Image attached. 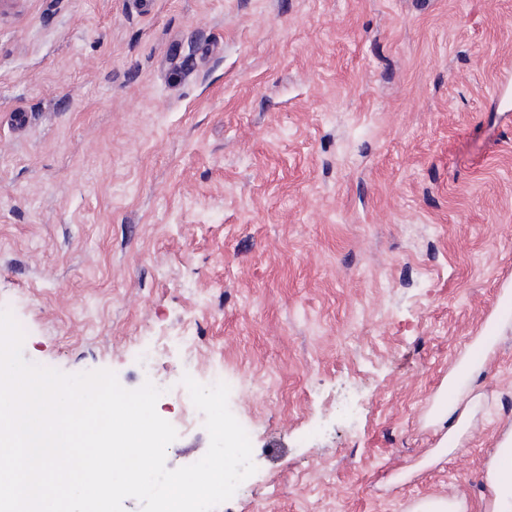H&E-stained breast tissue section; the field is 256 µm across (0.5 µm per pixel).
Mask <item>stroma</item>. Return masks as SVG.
<instances>
[{
    "label": "stroma",
    "instance_id": "stroma-1",
    "mask_svg": "<svg viewBox=\"0 0 512 512\" xmlns=\"http://www.w3.org/2000/svg\"><path fill=\"white\" fill-rule=\"evenodd\" d=\"M0 305L26 361L224 362L214 512H486L512 429V0H0ZM485 361L452 454L427 421ZM166 466L199 461L177 400Z\"/></svg>",
    "mask_w": 512,
    "mask_h": 512
}]
</instances>
